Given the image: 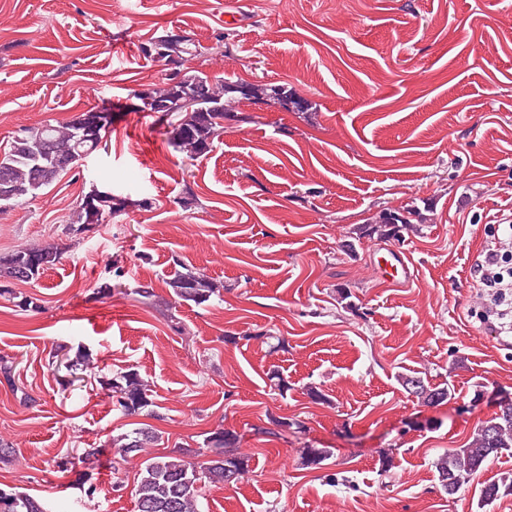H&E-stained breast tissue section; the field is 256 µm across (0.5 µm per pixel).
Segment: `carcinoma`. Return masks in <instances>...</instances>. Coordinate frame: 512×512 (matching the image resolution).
I'll use <instances>...</instances> for the list:
<instances>
[{
    "label": "carcinoma",
    "mask_w": 512,
    "mask_h": 512,
    "mask_svg": "<svg viewBox=\"0 0 512 512\" xmlns=\"http://www.w3.org/2000/svg\"><path fill=\"white\" fill-rule=\"evenodd\" d=\"M154 53H142L145 60L155 62L154 54L168 57L175 53L182 63L196 56V45L192 39L173 40L170 34L154 37L146 42ZM196 100L190 110L177 106L185 94ZM246 99L254 103L274 101L285 110L300 105L296 93L283 85L265 87L259 84L216 80L190 70L180 82H165V86L153 92L152 101L146 111L156 114L157 121L170 128V144L178 152L187 154L195 161L209 154L214 142L224 133L226 102ZM69 123H47L25 128L12 141L4 155H0V187L8 183L23 188L13 204L34 197L51 185L65 171L56 162L58 155L72 149L90 156L97 147L90 142H75L68 135ZM412 209L386 210L378 220L364 226L367 236L375 235L384 240H396L411 224ZM62 250L54 244L24 247L0 256V297H15L7 285L17 281L29 283L40 278L44 271L61 258ZM174 272L166 278L174 303L192 302L201 306L221 294L223 286L207 274L186 266L178 256L171 257ZM404 388L430 406L440 405L451 397L449 387L431 386L418 376L403 377ZM113 406L124 415H138L152 405L150 389L139 375L127 370L112 379ZM159 433L152 427H142L131 435L121 437L120 456L125 458L144 451L150 442H156ZM224 458L214 459L211 453L212 437L205 440V448L193 461L174 453L155 455L142 462L139 478L132 494L136 499L137 512H198L197 498L203 483H230L229 474L237 473L242 479L249 468V458L239 454L236 437L224 433ZM512 453V403L500 406L489 420L481 422L472 440L462 448H450L436 463L438 480L442 491L453 496L485 466L502 456ZM328 448H306L303 465L319 469L329 459ZM512 495V473L485 485L481 490V501L494 500ZM0 512H44L42 503L25 492L13 488H0Z\"/></svg>",
    "instance_id": "obj_1"
}]
</instances>
